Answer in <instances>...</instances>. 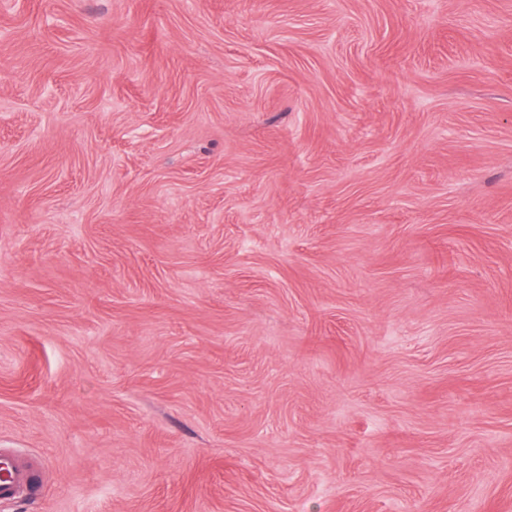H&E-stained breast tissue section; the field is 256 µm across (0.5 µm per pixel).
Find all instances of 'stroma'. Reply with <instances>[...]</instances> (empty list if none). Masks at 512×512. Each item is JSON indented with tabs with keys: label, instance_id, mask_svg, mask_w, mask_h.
I'll use <instances>...</instances> for the list:
<instances>
[{
	"label": "stroma",
	"instance_id": "35a3bbf8",
	"mask_svg": "<svg viewBox=\"0 0 512 512\" xmlns=\"http://www.w3.org/2000/svg\"><path fill=\"white\" fill-rule=\"evenodd\" d=\"M0 512H512V0H0ZM40 473L38 459L14 448H0V503L7 505L29 494Z\"/></svg>",
	"mask_w": 512,
	"mask_h": 512
}]
</instances>
